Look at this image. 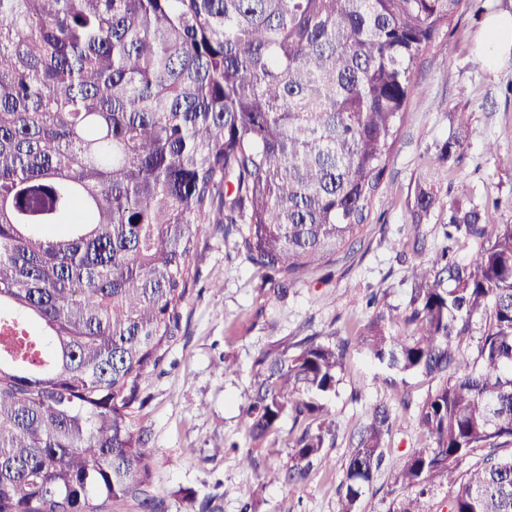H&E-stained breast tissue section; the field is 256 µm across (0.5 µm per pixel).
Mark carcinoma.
<instances>
[{
	"mask_svg": "<svg viewBox=\"0 0 512 512\" xmlns=\"http://www.w3.org/2000/svg\"><path fill=\"white\" fill-rule=\"evenodd\" d=\"M470 0H0V512H167L136 419L181 328L199 224H230L267 301L350 254L414 99L413 67ZM435 145L461 161L470 115ZM403 310L356 336L432 382L421 448L388 449L392 410L350 436L337 512L395 475L391 512H512V224L416 185ZM472 245L462 260L452 245ZM351 342L312 333L253 361L263 442L303 426L271 480L292 489L336 447L327 399ZM478 448L481 466L454 476Z\"/></svg>",
	"mask_w": 512,
	"mask_h": 512,
	"instance_id": "obj_1",
	"label": "carcinoma"
}]
</instances>
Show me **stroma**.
<instances>
[{"mask_svg": "<svg viewBox=\"0 0 512 512\" xmlns=\"http://www.w3.org/2000/svg\"><path fill=\"white\" fill-rule=\"evenodd\" d=\"M502 13L512 14V0H470L440 34L452 44V53L430 51L417 61L416 96L375 200L372 224L349 256L293 285L285 301L267 302L269 278L237 248L234 230L199 225L191 267L196 286L181 306V331L149 380L138 419L156 459L154 491L165 499L167 512H192L183 498L187 492L214 497L218 512H240L244 490L255 494L260 512H282L286 506L292 512H336L347 438L369 407L382 401L395 414L391 448L404 452L422 443L414 406L425 397L429 381L403 375L396 385L385 384L383 370L354 342L327 402L337 445L328 451V466L313 470L294 488L266 483L263 474L286 465L299 428L284 418L276 436L251 447L241 408L250 392L251 364L261 352L285 338L315 332L353 341L373 313L367 298L376 289L384 305L405 308L408 267L429 259L443 243L437 219L425 227V251L414 252L405 243L406 202L417 181L433 180L435 191L449 199L464 189L478 203L504 199L486 221L512 224V207L506 204L512 198V168L501 163L512 155V60L493 69L480 53L487 18ZM439 100L471 115L461 162L442 170L436 167L434 145L449 135L450 120L447 112L434 110ZM490 143L497 155L486 152ZM225 355L237 361L238 373L226 376L216 369ZM249 452L256 465L242 467L240 458Z\"/></svg>", "mask_w": 512, "mask_h": 512, "instance_id": "1", "label": "stroma"}]
</instances>
